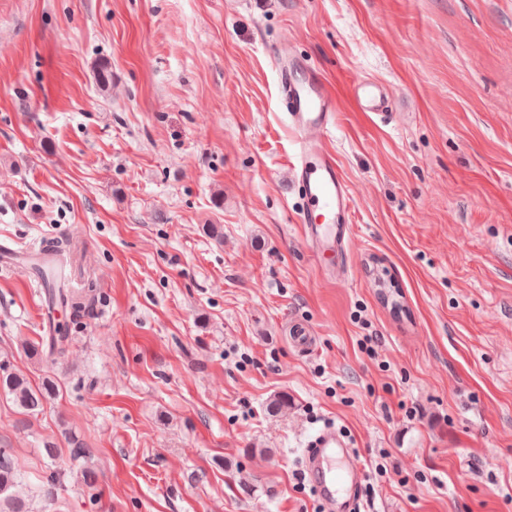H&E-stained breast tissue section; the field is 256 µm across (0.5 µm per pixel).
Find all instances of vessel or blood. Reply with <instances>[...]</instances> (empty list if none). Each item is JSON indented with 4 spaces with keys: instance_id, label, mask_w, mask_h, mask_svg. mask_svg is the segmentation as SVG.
<instances>
[{
    "instance_id": "b4317fda",
    "label": "vessel or blood",
    "mask_w": 512,
    "mask_h": 512,
    "mask_svg": "<svg viewBox=\"0 0 512 512\" xmlns=\"http://www.w3.org/2000/svg\"><path fill=\"white\" fill-rule=\"evenodd\" d=\"M276 73L279 97L295 133L290 172L302 199L297 222L313 256L323 262L343 249L353 208L347 182L327 143L336 99L322 76L299 58L279 60ZM352 89L364 111L384 112L385 98L377 86L358 79ZM303 469L324 512H352L364 473L350 442L335 425L309 436Z\"/></svg>"
}]
</instances>
